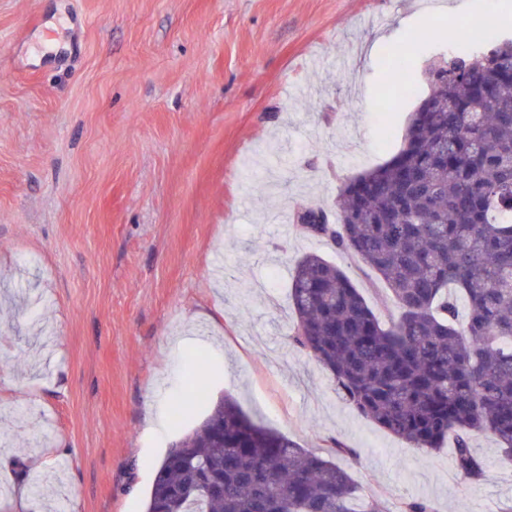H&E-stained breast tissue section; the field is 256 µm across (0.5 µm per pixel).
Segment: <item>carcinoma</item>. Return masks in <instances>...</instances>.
Returning <instances> with one entry per match:
<instances>
[{
    "label": "carcinoma",
    "mask_w": 512,
    "mask_h": 512,
    "mask_svg": "<svg viewBox=\"0 0 512 512\" xmlns=\"http://www.w3.org/2000/svg\"><path fill=\"white\" fill-rule=\"evenodd\" d=\"M404 48L381 68L406 72ZM430 92L389 161L342 182L340 211L303 207L306 236L358 256L398 315L383 324L346 272L316 252L295 263L290 337L360 415L415 448L455 440L463 478L490 433L512 456V39L483 40L426 69ZM462 296L468 309L458 318ZM145 512H380L351 475L254 421L231 397L169 449Z\"/></svg>",
    "instance_id": "cac0c4a2"
}]
</instances>
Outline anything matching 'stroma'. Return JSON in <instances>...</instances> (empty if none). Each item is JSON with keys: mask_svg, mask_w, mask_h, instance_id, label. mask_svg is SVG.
I'll return each instance as SVG.
<instances>
[{"mask_svg": "<svg viewBox=\"0 0 512 512\" xmlns=\"http://www.w3.org/2000/svg\"><path fill=\"white\" fill-rule=\"evenodd\" d=\"M501 0H0V512L12 483L51 512H144L175 442L229 396L336 464L383 512H512V458L487 433L464 479L452 441L415 448L350 409L288 338L297 259L357 257L298 233L344 178L389 161L447 52ZM408 47L415 95L379 61ZM354 62L341 75L340 60ZM210 365L180 427L176 396Z\"/></svg>", "mask_w": 512, "mask_h": 512, "instance_id": "stroma-1", "label": "stroma"}]
</instances>
